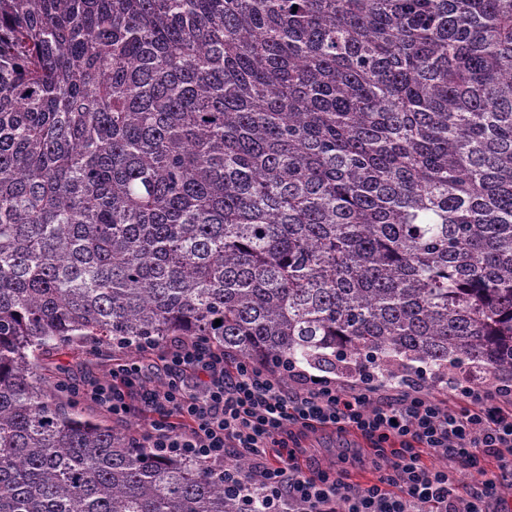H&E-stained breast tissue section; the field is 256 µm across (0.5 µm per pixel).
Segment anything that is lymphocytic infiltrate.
<instances>
[{"label": "lymphocytic infiltrate", "instance_id": "obj_1", "mask_svg": "<svg viewBox=\"0 0 512 512\" xmlns=\"http://www.w3.org/2000/svg\"><path fill=\"white\" fill-rule=\"evenodd\" d=\"M167 381L145 386L137 361L117 364L107 383L82 393L113 419H144L159 456L204 462L240 455L248 475L225 469L224 486L245 499V512H489L499 487L512 481V392L457 380L445 401L411 383L379 390L363 380L338 389L333 379L261 365L228 370L221 351L179 343L161 354ZM351 431L373 448L377 478L365 487L345 468L304 472L297 451L312 432ZM478 474L466 495L447 470L428 466L423 450Z\"/></svg>", "mask_w": 512, "mask_h": 512}]
</instances>
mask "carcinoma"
<instances>
[{
	"mask_svg": "<svg viewBox=\"0 0 512 512\" xmlns=\"http://www.w3.org/2000/svg\"><path fill=\"white\" fill-rule=\"evenodd\" d=\"M180 339L512 388V0H0V512H244L42 377Z\"/></svg>",
	"mask_w": 512,
	"mask_h": 512,
	"instance_id": "carcinoma-1",
	"label": "carcinoma"
}]
</instances>
